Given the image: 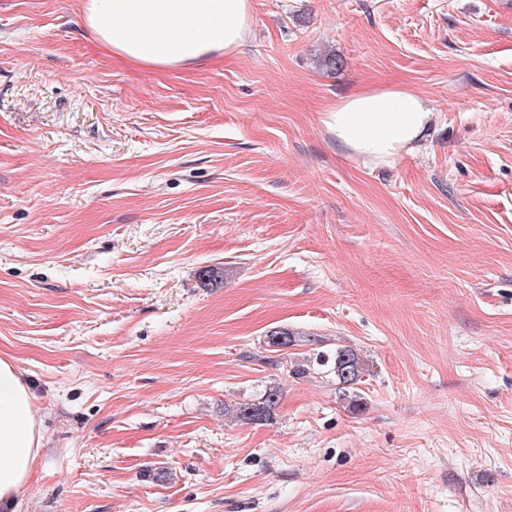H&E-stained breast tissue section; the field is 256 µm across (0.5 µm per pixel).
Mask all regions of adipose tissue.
<instances>
[{
	"mask_svg": "<svg viewBox=\"0 0 512 512\" xmlns=\"http://www.w3.org/2000/svg\"><path fill=\"white\" fill-rule=\"evenodd\" d=\"M251 0H85L84 22L107 51L167 70L196 67L242 47ZM436 114L402 85L366 86L328 104L320 122L349 158L395 166L420 148ZM45 448L33 395L12 360L0 358V506H11Z\"/></svg>",
	"mask_w": 512,
	"mask_h": 512,
	"instance_id": "obj_1",
	"label": "adipose tissue"
}]
</instances>
